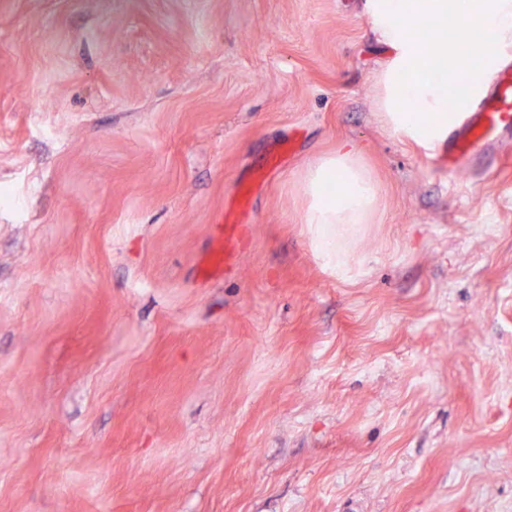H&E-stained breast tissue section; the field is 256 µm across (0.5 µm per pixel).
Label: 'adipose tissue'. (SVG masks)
I'll list each match as a JSON object with an SVG mask.
<instances>
[{
	"label": "adipose tissue",
	"mask_w": 512,
	"mask_h": 512,
	"mask_svg": "<svg viewBox=\"0 0 512 512\" xmlns=\"http://www.w3.org/2000/svg\"><path fill=\"white\" fill-rule=\"evenodd\" d=\"M307 222L327 264L347 276L349 239L377 208L379 188L356 151L345 148L324 157L303 182Z\"/></svg>",
	"instance_id": "1"
}]
</instances>
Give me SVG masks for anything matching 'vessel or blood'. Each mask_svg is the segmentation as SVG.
Segmentation results:
<instances>
[{"label":"vessel or blood","mask_w":512,"mask_h":512,"mask_svg":"<svg viewBox=\"0 0 512 512\" xmlns=\"http://www.w3.org/2000/svg\"><path fill=\"white\" fill-rule=\"evenodd\" d=\"M512 119V61L501 64L492 74L487 91L469 114L455 123L433 159L436 169L456 173L473 155L488 145L512 137L507 122ZM238 222L224 215L212 248L199 268L201 276L218 272L232 257Z\"/></svg>","instance_id":"1"}]
</instances>
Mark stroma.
I'll return each instance as SVG.
<instances>
[{
  "label": "stroma",
  "instance_id": "35a3bbf8",
  "mask_svg": "<svg viewBox=\"0 0 512 512\" xmlns=\"http://www.w3.org/2000/svg\"><path fill=\"white\" fill-rule=\"evenodd\" d=\"M387 57L365 0H0V512L512 503V143L433 169ZM346 145L343 279L302 183ZM222 222L225 225L218 224L212 248L207 258L200 265L199 273L202 277H209L215 274L232 257L238 221L229 212H225L224 217L221 219Z\"/></svg>",
  "mask_w": 512,
  "mask_h": 512
}]
</instances>
